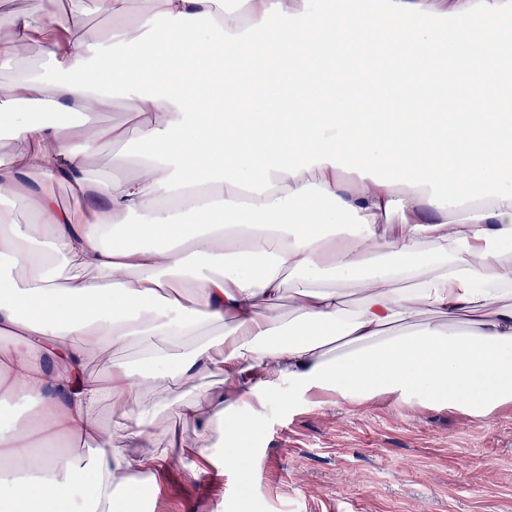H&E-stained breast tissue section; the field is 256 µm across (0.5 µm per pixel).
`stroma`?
Segmentation results:
<instances>
[{
    "label": "stroma",
    "mask_w": 512,
    "mask_h": 512,
    "mask_svg": "<svg viewBox=\"0 0 512 512\" xmlns=\"http://www.w3.org/2000/svg\"><path fill=\"white\" fill-rule=\"evenodd\" d=\"M70 0H0V29L15 16L55 13ZM137 102L118 93L91 114L111 138L86 154L97 179L134 176ZM259 432L239 466L156 473L151 512H512V406L489 419L399 401L348 404L313 397L257 406Z\"/></svg>",
    "instance_id": "stroma-1"
}]
</instances>
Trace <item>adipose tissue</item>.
Segmentation results:
<instances>
[{
	"label": "adipose tissue",
	"mask_w": 512,
	"mask_h": 512,
	"mask_svg": "<svg viewBox=\"0 0 512 512\" xmlns=\"http://www.w3.org/2000/svg\"><path fill=\"white\" fill-rule=\"evenodd\" d=\"M160 2L163 25L136 0H99L118 19L100 42L76 10L57 39L42 17L0 32V60L41 59L0 94V128L22 144L0 165V396L37 407L0 424V512H138L145 471L189 466L217 436L235 461L258 430L249 404L285 394L477 418L512 405V0ZM117 91L139 103V171L96 183L83 151L110 132L67 116ZM59 183L81 207L58 203ZM395 213L402 231L385 237ZM289 277L299 326L282 339ZM354 281L352 308L341 286ZM420 304L448 331H394ZM226 321L142 369L109 358ZM214 370L224 390L185 397ZM166 408L194 424L190 454L156 447ZM116 435L137 451L115 453ZM64 437L84 453L51 454Z\"/></svg>",
	"instance_id": "1"
}]
</instances>
